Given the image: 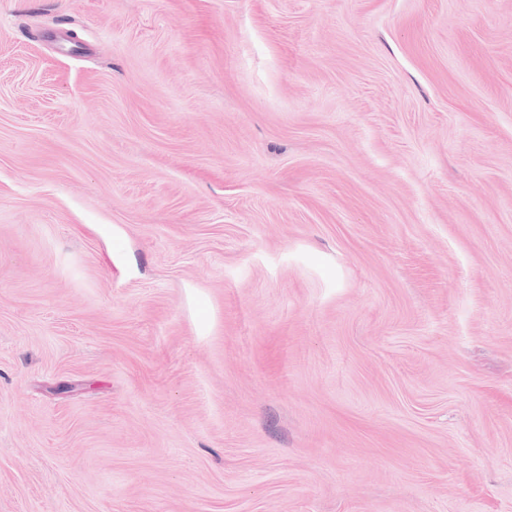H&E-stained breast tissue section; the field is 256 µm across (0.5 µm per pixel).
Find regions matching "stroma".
<instances>
[{"label": "stroma", "mask_w": 512, "mask_h": 512, "mask_svg": "<svg viewBox=\"0 0 512 512\" xmlns=\"http://www.w3.org/2000/svg\"><path fill=\"white\" fill-rule=\"evenodd\" d=\"M0 512H512V0H0Z\"/></svg>", "instance_id": "1"}]
</instances>
